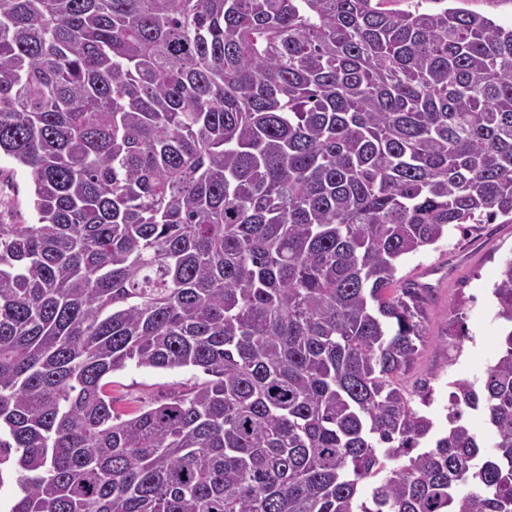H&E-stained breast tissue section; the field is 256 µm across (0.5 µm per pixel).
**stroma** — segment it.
Masks as SVG:
<instances>
[{
	"label": "stroma",
	"mask_w": 512,
	"mask_h": 512,
	"mask_svg": "<svg viewBox=\"0 0 512 512\" xmlns=\"http://www.w3.org/2000/svg\"><path fill=\"white\" fill-rule=\"evenodd\" d=\"M33 221L30 180L11 159L0 157V221ZM512 257V224H484L460 233L450 231L437 244L406 255L398 265L402 279L427 278L432 291L426 305L428 340L403 378L407 390L429 381L431 416L444 421L449 384L457 379L481 381L497 356L501 322L491 295L506 259ZM463 335L460 357L445 360L439 342ZM190 368L147 369L135 365L111 375L116 411L126 412L168 394L174 387L199 378Z\"/></svg>",
	"instance_id": "35a3bbf8"
}]
</instances>
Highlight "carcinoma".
Returning a JSON list of instances; mask_svg holds the SVG:
<instances>
[{"instance_id": "1", "label": "carcinoma", "mask_w": 512, "mask_h": 512, "mask_svg": "<svg viewBox=\"0 0 512 512\" xmlns=\"http://www.w3.org/2000/svg\"><path fill=\"white\" fill-rule=\"evenodd\" d=\"M390 2L0 0L11 512H512V259L439 432L396 278L512 223V25ZM130 363L205 379L123 416ZM30 180L11 159L0 157V222L14 218L32 222Z\"/></svg>"}]
</instances>
